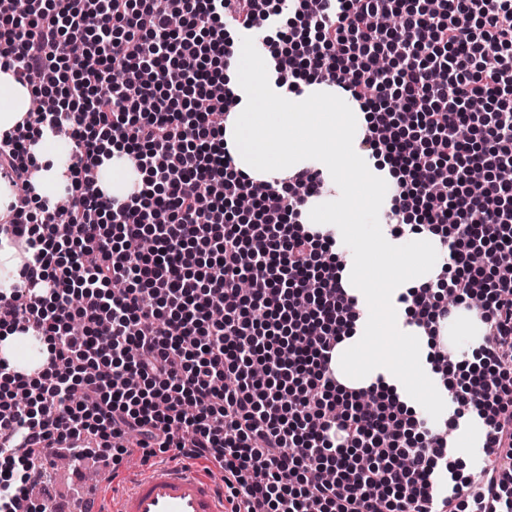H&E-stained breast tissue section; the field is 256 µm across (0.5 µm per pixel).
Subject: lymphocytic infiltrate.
I'll list each match as a JSON object with an SVG mask.
<instances>
[{"mask_svg":"<svg viewBox=\"0 0 512 512\" xmlns=\"http://www.w3.org/2000/svg\"><path fill=\"white\" fill-rule=\"evenodd\" d=\"M279 43L277 86H335L367 114L365 157L398 175L392 236L408 219L444 225L450 261L439 281L401 294L408 324L435 330L485 298L478 369L452 395V420L477 414L493 465L466 475L448 442L411 435L394 389L350 390L332 354L356 315L332 252V232L300 223L324 186L300 169L284 185L236 171L224 123L240 98L224 81L226 26ZM81 41L98 66L58 55ZM124 77L113 84V67ZM169 70L168 87L153 73ZM0 69L34 99L0 135V175L41 215L0 224L26 257L0 293V325L36 328L49 344L37 377L9 374L0 391V512L30 498L45 449L96 456L117 473L177 450L224 472L232 512H512V0H0ZM72 141L69 234L39 197L32 134ZM150 178L117 201L89 178L102 141ZM481 167L485 176L472 181ZM254 201L251 223L231 213ZM152 238L154 250L138 245ZM489 268L470 262L473 248ZM250 281V293L240 284Z\"/></svg>","mask_w":512,"mask_h":512,"instance_id":"obj_1","label":"lymphocytic infiltrate"}]
</instances>
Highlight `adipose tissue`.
I'll list each match as a JSON object with an SVG mask.
<instances>
[{"instance_id":"obj_1","label":"adipose tissue","mask_w":512,"mask_h":512,"mask_svg":"<svg viewBox=\"0 0 512 512\" xmlns=\"http://www.w3.org/2000/svg\"><path fill=\"white\" fill-rule=\"evenodd\" d=\"M224 79L241 96L224 131L236 170L265 181L285 178L303 167L322 171L334 190L347 187L350 196L347 202H339L333 190L308 199L301 215L305 229H337L341 238L356 240L363 253L387 254L394 260L392 274L378 281L371 280L358 264L348 263L341 269L344 287L364 306L366 318L336 350L337 378L356 389L379 379L400 390L410 386L419 377L416 353H428L433 341L423 329L406 325L396 297L406 289L435 282L443 253L441 234L427 229L403 238L382 231L359 233L365 216L390 205L389 189L396 178L389 169L365 163L358 145L367 115L345 93L333 86L307 83L297 94L279 90L264 59L244 48L237 50L225 68ZM259 95L275 104V111L255 110L253 101ZM30 106L27 87L12 72L0 70V133L21 122ZM32 150L41 165L35 177L37 193L47 197L63 191L66 164L46 139H38ZM100 160V185L111 197L124 200L143 184V173L112 144H105ZM407 336L412 337L414 348L409 355L398 350L401 338Z\"/></svg>"}]
</instances>
